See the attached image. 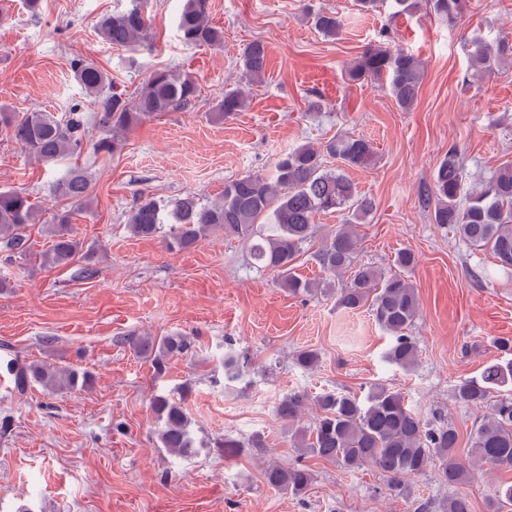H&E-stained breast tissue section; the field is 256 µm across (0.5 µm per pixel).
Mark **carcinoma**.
Returning a JSON list of instances; mask_svg holds the SVG:
<instances>
[{
  "label": "carcinoma",
  "mask_w": 512,
  "mask_h": 512,
  "mask_svg": "<svg viewBox=\"0 0 512 512\" xmlns=\"http://www.w3.org/2000/svg\"><path fill=\"white\" fill-rule=\"evenodd\" d=\"M392 2L398 13H410L426 5L431 13L450 23L466 6V0ZM148 7L149 0H130L128 8L100 17L97 34L105 42L131 51L147 46L151 27ZM314 23L327 37L338 35L341 27L333 12H318ZM177 32L189 47H218L224 43V31L210 21V0H183ZM470 46L474 77H482L512 55V48L502 41L475 37ZM267 60L265 44L259 40L251 43L243 56L242 76L249 82L261 80ZM70 68L90 97L93 115H88L80 103L61 115L40 110L22 114L0 111V133L43 162L58 163L80 154L88 144L93 124L102 131L93 143L94 151L113 155L123 148L129 130L162 113L187 109L199 95L196 80L174 68L154 71L132 99L122 93L105 92L107 76L90 60L74 56ZM424 74L420 60L381 43L365 49L346 67L344 76L349 83L370 80L385 84L397 106L409 112L417 103ZM245 106L246 96L236 88L224 92L214 112L227 118ZM325 154L340 160L345 167L357 168L369 165L374 150L370 141L362 137L342 135L329 140L321 150L301 145L277 162L270 178L250 173L224 183L222 197L213 204L186 195L169 209L140 190L127 214L128 229L136 237L160 239L170 251L190 250L208 232L222 229L243 240L256 267L276 272L282 287L289 292L306 295L317 291L318 286L297 274L296 262L314 235V218L320 213L345 211L346 222L326 237L313 260L325 274L327 288H334L336 280L349 274V281L337 289L338 305L350 310L368 306L377 324L392 338L386 360L410 369L418 357L416 342L409 336L419 310L416 289L400 274H385L367 265L354 267L360 245L356 225L373 211L375 203L361 195L341 171L326 169ZM51 191L66 205L54 214L48 228L51 245L41 254L42 266L68 268L81 260L84 265L79 267L78 275L93 279L98 269L92 263V250H83V243L72 230L73 214L90 195L85 170L69 166L52 184ZM425 204L433 223L452 226L470 246L489 249L501 267L512 269V164L499 168L481 187L468 191L457 150L450 148L433 174V189ZM37 215L38 210L26 193L0 192V250L5 261L29 256L28 230L37 223ZM126 342L136 355L151 362L158 375L165 371L169 360L192 354L193 346L190 337L179 333L131 336ZM495 347L510 359L486 365L480 378L463 381L453 394L458 405L487 410L471 434L468 463L456 454L459 435L453 426L432 424L406 407L399 392L377 384L370 386L363 397L334 391L314 396L313 404L320 411L316 422L294 429V447L299 456L286 468H264L266 484L294 496L305 494L313 480L310 469L302 464L306 456L336 463L345 470L372 467L386 479L391 493L405 497L411 494L409 481L432 467L446 485L468 482L473 477L471 466L476 463L512 468V393H500L501 387L512 382V339L499 338ZM295 363L312 369L319 363V354L313 349H301L295 354ZM5 369L21 395L34 384L50 392L83 388L91 378L87 371L17 357L9 359ZM307 399L305 394H291L279 403L277 412L293 422ZM150 408L157 422L158 447L179 459L194 456L203 448L182 401L156 394ZM246 445L257 452L264 448L259 436ZM246 445L232 437L215 441L217 448ZM507 505L512 506V484L498 490L488 512H504Z\"/></svg>",
  "instance_id": "obj_1"
}]
</instances>
